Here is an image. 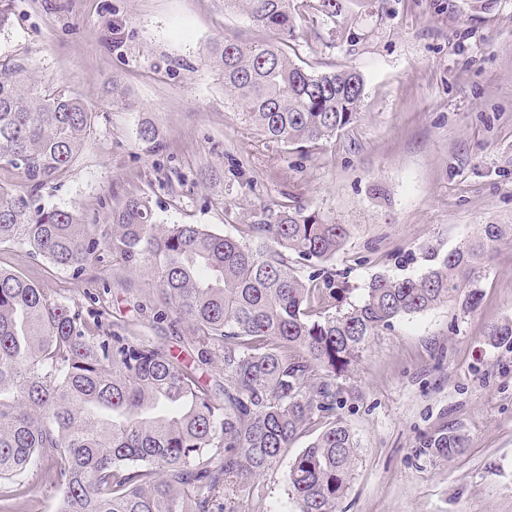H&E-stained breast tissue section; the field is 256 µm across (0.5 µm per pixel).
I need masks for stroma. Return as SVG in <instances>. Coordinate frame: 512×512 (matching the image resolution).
<instances>
[{"instance_id":"stroma-1","label":"stroma","mask_w":512,"mask_h":512,"mask_svg":"<svg viewBox=\"0 0 512 512\" xmlns=\"http://www.w3.org/2000/svg\"><path fill=\"white\" fill-rule=\"evenodd\" d=\"M0 61L25 64L76 95L94 124L68 171L35 191L112 234L113 211L147 198L158 222L237 235L263 208L287 204L347 225L329 262L296 264L345 282L359 299L378 274L413 277L479 235L512 225V0H345L335 18L309 7L281 43L305 69L364 78L357 120L304 147L265 140L233 108L206 56L216 41L264 42L271 32L224 0H7ZM151 122L155 143L138 130ZM222 169L202 181V170ZM0 265L28 274L70 307L104 299V330L182 356L189 323L166 316L158 279L129 272L101 247L80 278L14 243ZM478 306L444 304L371 337L340 378L335 414L359 462L342 512H512V347L489 328L512 319V243L481 280ZM467 441L443 458L424 448L440 428ZM297 439L261 487L271 512L288 496Z\"/></svg>"}]
</instances>
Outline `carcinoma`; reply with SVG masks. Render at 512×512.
Returning <instances> with one entry per match:
<instances>
[{"label":"carcinoma","mask_w":512,"mask_h":512,"mask_svg":"<svg viewBox=\"0 0 512 512\" xmlns=\"http://www.w3.org/2000/svg\"><path fill=\"white\" fill-rule=\"evenodd\" d=\"M224 8L275 34L294 27L293 0H224ZM207 60L231 104L271 142L315 143L357 118L364 79L354 70L310 72L277 42H216ZM91 120L75 95L23 64L0 63V165L32 189L66 173ZM96 229L0 184V244L24 245L78 278L98 257ZM239 233L160 224L148 201L132 197L112 213L106 240L129 269L157 275L172 314L194 327L192 351H222V377L212 383L194 358L104 334L101 313L86 318L0 267V512H38L33 468L58 492L57 512H235L227 505L241 491L251 493L248 512H270L259 483L319 419L286 481L299 512H337L359 447L345 423L325 419L336 379L393 321L450 302L475 308L482 269L512 241V227L486 224L478 239L433 255L423 274L376 275L350 302L344 283L305 278L293 265L295 256L331 260L346 225L282 206ZM488 337L512 345V319ZM424 445L451 457L466 440L442 428Z\"/></svg>","instance_id":"obj_1"}]
</instances>
